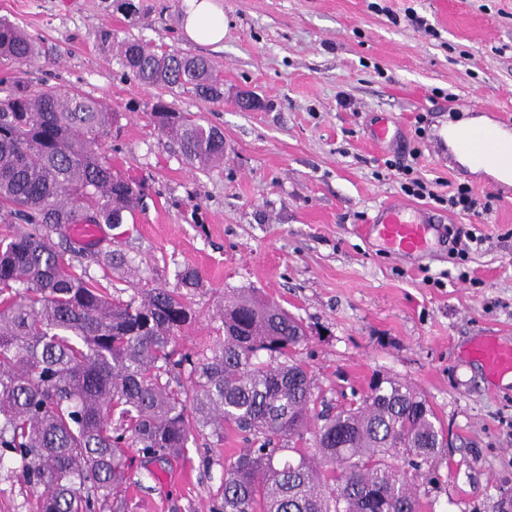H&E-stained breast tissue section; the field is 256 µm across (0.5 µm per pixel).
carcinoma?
I'll use <instances>...</instances> for the list:
<instances>
[{"label":"carcinoma","instance_id":"carcinoma-1","mask_svg":"<svg viewBox=\"0 0 512 512\" xmlns=\"http://www.w3.org/2000/svg\"><path fill=\"white\" fill-rule=\"evenodd\" d=\"M41 56L36 37L0 18L1 59ZM118 57L146 87L222 95L204 58L135 38L118 42ZM152 116L189 161L223 165L216 129L163 103ZM117 118L76 90L20 79L0 99V467L38 493V512H101L134 481L129 449L164 460L234 430L247 448L202 460L224 472L220 512H420L390 459L416 470L446 443L410 386L377 381L357 405L330 404L297 359L301 320L251 289L224 297L223 340L187 350L196 314L184 290L199 287L198 272L114 298L54 242L71 224H123L139 205L140 184L104 150Z\"/></svg>","mask_w":512,"mask_h":512}]
</instances>
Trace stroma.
Wrapping results in <instances>:
<instances>
[{
    "mask_svg": "<svg viewBox=\"0 0 512 512\" xmlns=\"http://www.w3.org/2000/svg\"><path fill=\"white\" fill-rule=\"evenodd\" d=\"M222 47L181 30L182 0H0V18L40 37L49 53L34 66L0 64V73L71 86L104 102L120 119L106 141L115 169L140 181L143 205L102 242L131 260L91 276L117 294L130 283L170 286L198 270L188 296L199 316L186 347L212 345L226 294L253 288L308 328L298 352L326 398L358 401L376 378L405 382L434 408L448 446L414 483L422 512H501L512 493V383H494L468 359L475 339L512 342V197L482 221L426 205L444 225L485 235L459 260L449 244L412 265L362 236L380 205L404 201L384 161L418 148L427 179L485 189V171L437 161L429 139L414 136L417 115L453 101L459 120L498 124L512 114V0H220ZM429 29L408 21V9ZM135 37L211 61L224 95L206 102L163 86L144 87L97 36ZM250 93L261 107L245 110ZM347 107H340V100ZM201 117L224 135V164L205 170L163 136L157 103ZM393 115L402 134L377 148L368 133ZM240 436L198 440L166 461L135 457L140 485L126 491L128 512H219L222 469L207 456L242 450Z\"/></svg>",
    "mask_w": 512,
    "mask_h": 512,
    "instance_id": "obj_1",
    "label": "stroma"
}]
</instances>
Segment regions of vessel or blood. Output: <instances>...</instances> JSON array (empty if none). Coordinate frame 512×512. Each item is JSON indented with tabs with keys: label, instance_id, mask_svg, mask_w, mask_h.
<instances>
[{
	"label": "vessel or blood",
	"instance_id": "obj_1",
	"mask_svg": "<svg viewBox=\"0 0 512 512\" xmlns=\"http://www.w3.org/2000/svg\"><path fill=\"white\" fill-rule=\"evenodd\" d=\"M435 225L423 214L403 204L382 206L370 230L396 254L422 255L432 246ZM469 355L478 360L487 375L494 379L512 378V345L486 338L473 344Z\"/></svg>",
	"mask_w": 512,
	"mask_h": 512
}]
</instances>
